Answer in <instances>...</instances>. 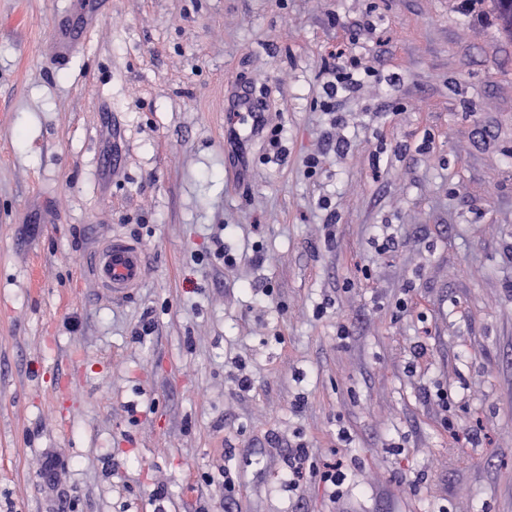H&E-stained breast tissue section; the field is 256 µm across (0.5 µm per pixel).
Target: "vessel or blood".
<instances>
[{"instance_id":"vessel-or-blood-1","label":"vessel or blood","mask_w":512,"mask_h":512,"mask_svg":"<svg viewBox=\"0 0 512 512\" xmlns=\"http://www.w3.org/2000/svg\"><path fill=\"white\" fill-rule=\"evenodd\" d=\"M228 121L234 124H256L261 110L247 94H240L228 102ZM144 274V255L141 247L124 237L114 236L98 249L93 276L102 300L112 302L131 296L140 285Z\"/></svg>"}]
</instances>
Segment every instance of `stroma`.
Listing matches in <instances>:
<instances>
[{
    "instance_id": "1",
    "label": "stroma",
    "mask_w": 512,
    "mask_h": 512,
    "mask_svg": "<svg viewBox=\"0 0 512 512\" xmlns=\"http://www.w3.org/2000/svg\"><path fill=\"white\" fill-rule=\"evenodd\" d=\"M96 9L0 0V512H512V37L489 0ZM59 24L87 27L67 57ZM343 42L358 83L328 107ZM249 87L288 136L245 142L242 172L224 99ZM115 232L145 273L112 304L92 267ZM219 247L241 263L194 262ZM300 443L343 464L339 496L285 486Z\"/></svg>"
}]
</instances>
